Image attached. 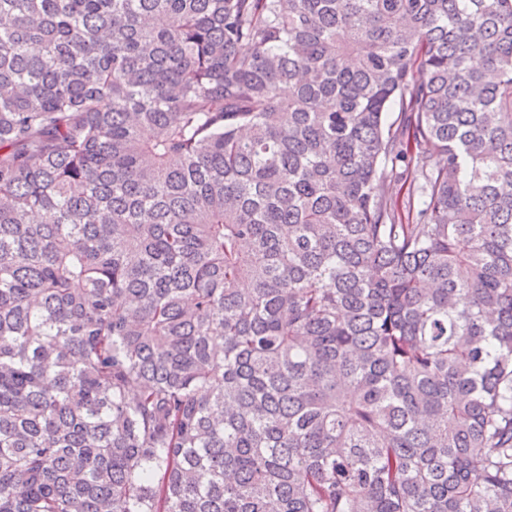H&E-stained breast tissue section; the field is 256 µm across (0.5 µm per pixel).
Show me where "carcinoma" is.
<instances>
[{
  "label": "carcinoma",
  "instance_id": "carcinoma-1",
  "mask_svg": "<svg viewBox=\"0 0 512 512\" xmlns=\"http://www.w3.org/2000/svg\"><path fill=\"white\" fill-rule=\"evenodd\" d=\"M0 512H512V0H0Z\"/></svg>",
  "mask_w": 512,
  "mask_h": 512
}]
</instances>
